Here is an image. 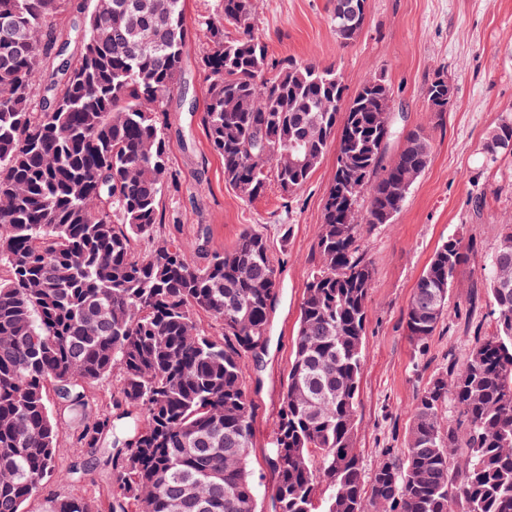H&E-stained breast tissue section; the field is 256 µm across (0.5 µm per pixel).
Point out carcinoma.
Returning <instances> with one entry per match:
<instances>
[{"mask_svg": "<svg viewBox=\"0 0 512 512\" xmlns=\"http://www.w3.org/2000/svg\"><path fill=\"white\" fill-rule=\"evenodd\" d=\"M133 2L90 0L60 30L70 0H0V512H25L85 468L58 471L63 448L95 456L108 442L102 492L52 498L43 512H259L245 378L267 344L278 270L251 229L205 265L192 245L135 253L160 233L175 180L159 115L188 30L183 0ZM340 9L334 0L332 28L349 46L360 30ZM198 33L202 123L241 198L262 196L271 172L283 193L297 191L331 145L338 159L276 421L278 512H512V224L484 272L495 331L429 377L406 448L385 449L365 473L357 408L374 270L360 241L394 223L412 188L399 185L403 172H424L430 136L412 128L387 157V80L350 94L334 68L270 58L251 0H220ZM425 97L448 111L444 72ZM485 149L492 159L512 150V118ZM468 249L447 239L416 283L404 320L420 352ZM114 372L112 404L91 410L90 390ZM450 403L464 427L441 428Z\"/></svg>", "mask_w": 512, "mask_h": 512, "instance_id": "carcinoma-1", "label": "carcinoma"}]
</instances>
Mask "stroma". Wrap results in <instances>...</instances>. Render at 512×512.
I'll return each mask as SVG.
<instances>
[{
    "label": "stroma",
    "mask_w": 512,
    "mask_h": 512,
    "mask_svg": "<svg viewBox=\"0 0 512 512\" xmlns=\"http://www.w3.org/2000/svg\"><path fill=\"white\" fill-rule=\"evenodd\" d=\"M333 0H254V34L270 57L313 60L332 66L349 90L373 75L393 89L401 127L422 126L433 135L431 160L415 181L394 223L364 235L361 249L372 264L358 407L357 451L372 469L387 448L405 447L409 410L429 376L448 365L449 353L464 357L475 331H489V303L482 288L484 268L496 249L502 225L512 224V152L490 160L488 133L512 117V0H367L366 21L357 41L341 45L331 27ZM217 0H186L189 36L183 47L178 89L163 115L176 180L165 190L161 239L205 243L198 263L230 247L245 228L266 238L279 269L280 287L269 315L268 343L248 363L246 386L253 402L251 466L260 478L259 510L276 512L271 443L292 359V345L305 284L319 262L316 231L335 173L327 151L306 185L287 195L269 182L260 198L247 201L224 181V164L211 148L201 121L206 52L196 31L217 15ZM453 90L448 110L434 116L424 90L435 71ZM483 208H476V200ZM456 236L471 246L457 271L448 315L418 352L405 333L404 311L413 288L436 248ZM86 463L78 483H54L31 500L42 512L54 495H93L106 475L89 463L84 449L65 448L58 469L71 460Z\"/></svg>",
    "instance_id": "1"
}]
</instances>
